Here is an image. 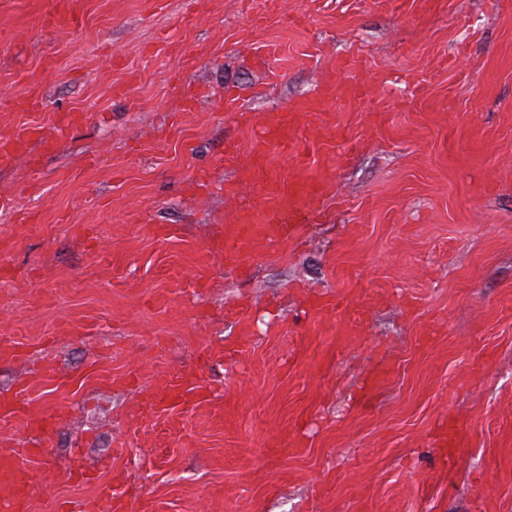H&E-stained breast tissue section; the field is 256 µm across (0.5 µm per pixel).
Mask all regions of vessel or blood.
I'll list each match as a JSON object with an SVG mask.
<instances>
[{
  "mask_svg": "<svg viewBox=\"0 0 512 512\" xmlns=\"http://www.w3.org/2000/svg\"><path fill=\"white\" fill-rule=\"evenodd\" d=\"M82 0H60L54 13L46 19L51 28L75 26L81 12ZM361 92L359 85L334 73L318 84L313 91L288 109L265 113L249 141L250 164L246 179L256 190L258 201L239 206L233 218L218 225L208 245L209 253L219 256L225 267L243 271L253 259L271 248L288 243L297 231L299 221H314L320 214L329 194L328 178L301 159L297 148L302 145L307 131L304 119L310 115L320 118L316 134L326 140L343 143L346 151H353L354 142L327 115L331 101H347ZM35 128L25 127L9 135H0V166L12 163L37 138ZM292 160L289 170L274 165L275 157ZM207 400L206 390L196 384L191 375L179 372L145 400L141 412L155 414L170 409H188ZM0 417L20 420L35 431L55 427L53 416L33 417L24 411L18 394L0 397ZM43 441L34 447L0 453V503L11 512H27L30 498V476L27 462L43 455ZM94 512H125L126 503L112 491L111 484H100L93 500Z\"/></svg>",
  "mask_w": 512,
  "mask_h": 512,
  "instance_id": "obj_1",
  "label": "vessel or blood"
}]
</instances>
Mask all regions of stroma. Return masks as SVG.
I'll list each match as a JSON object with an SVG mask.
<instances>
[{
  "label": "stroma",
  "mask_w": 512,
  "mask_h": 512,
  "mask_svg": "<svg viewBox=\"0 0 512 512\" xmlns=\"http://www.w3.org/2000/svg\"><path fill=\"white\" fill-rule=\"evenodd\" d=\"M55 6L0 0V133L40 129L0 167V339L25 351L0 394L59 417L29 512L105 481L128 512H512V0H83L61 30ZM344 56L368 94L330 106L349 157L304 144L337 157L319 223L226 271L209 240L256 200L224 195L215 159L252 135L227 94L290 106ZM177 371L210 401L142 416Z\"/></svg>",
  "instance_id": "obj_1"
}]
</instances>
